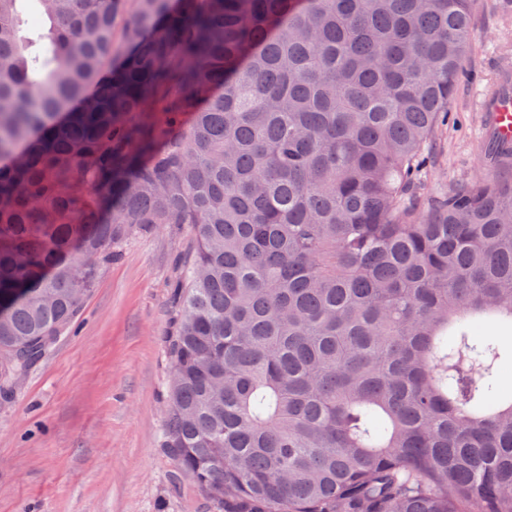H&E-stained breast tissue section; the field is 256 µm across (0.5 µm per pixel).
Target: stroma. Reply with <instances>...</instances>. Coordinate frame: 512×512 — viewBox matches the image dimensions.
Masks as SVG:
<instances>
[{
    "label": "stroma",
    "mask_w": 512,
    "mask_h": 512,
    "mask_svg": "<svg viewBox=\"0 0 512 512\" xmlns=\"http://www.w3.org/2000/svg\"><path fill=\"white\" fill-rule=\"evenodd\" d=\"M473 40L436 126L421 196L487 173L483 104L512 69V0H475ZM186 224L136 232L69 332L0 406V512H215L160 446L169 404L172 284Z\"/></svg>",
    "instance_id": "35a3bbf8"
}]
</instances>
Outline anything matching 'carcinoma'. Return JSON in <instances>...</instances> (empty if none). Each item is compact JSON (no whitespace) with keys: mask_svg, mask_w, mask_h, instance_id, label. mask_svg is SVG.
<instances>
[{"mask_svg":"<svg viewBox=\"0 0 512 512\" xmlns=\"http://www.w3.org/2000/svg\"><path fill=\"white\" fill-rule=\"evenodd\" d=\"M0 0V399L189 224L160 447L217 512H512V144L421 199L474 0Z\"/></svg>","mask_w":512,"mask_h":512,"instance_id":"cac0c4a2","label":"carcinoma"}]
</instances>
